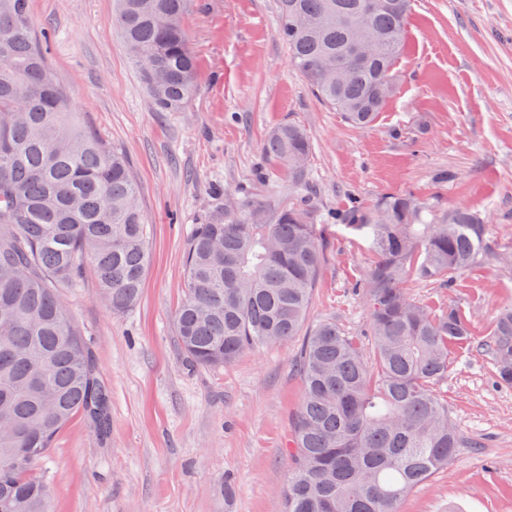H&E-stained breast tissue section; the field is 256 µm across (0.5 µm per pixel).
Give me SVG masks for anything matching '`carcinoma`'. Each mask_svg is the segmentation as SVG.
<instances>
[{"mask_svg": "<svg viewBox=\"0 0 512 512\" xmlns=\"http://www.w3.org/2000/svg\"><path fill=\"white\" fill-rule=\"evenodd\" d=\"M280 38L316 96L354 126L370 124L392 91L411 0H378L374 56L350 47L361 0H278ZM189 0H113L112 24L159 112H179L197 88L184 18ZM37 39L30 0H0V512H48L32 474L57 433L81 413L109 428V393L77 323L61 302L91 262L115 314L137 302L148 226L126 157L75 120L67 91ZM265 153L308 176L312 144L288 123ZM319 217L305 201L241 197L196 225L185 252L186 296L175 316L184 356L202 367L302 337L303 394L286 454L283 512H398L413 489L461 446L438 391L452 348L474 340L463 310L433 309L408 285H452L488 254L485 219L465 205L440 213L411 195L351 201L336 221L372 237L358 292L373 361L331 319L302 334L321 263ZM477 346L512 385V301Z\"/></svg>", "mask_w": 512, "mask_h": 512, "instance_id": "cac0c4a2", "label": "carcinoma"}]
</instances>
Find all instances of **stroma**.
Returning a JSON list of instances; mask_svg holds the SVG:
<instances>
[{
  "mask_svg": "<svg viewBox=\"0 0 512 512\" xmlns=\"http://www.w3.org/2000/svg\"><path fill=\"white\" fill-rule=\"evenodd\" d=\"M31 4L73 111L129 160L150 253L126 314L104 304L92 269L63 292L110 391V428L77 416L35 463L50 512H282L300 343L218 368L184 357L174 319L194 227L242 196L303 197L263 150L273 127L296 123L313 145L308 179L323 216L309 323L332 318L369 343L354 285L374 248L334 215L352 199L370 206L410 193L485 215L491 255L452 286L412 292L434 308L459 305L473 336L488 335L512 301V265L501 261L512 256V0H412L393 94L364 129L321 103L295 67L277 33V0H191L185 28L198 86L179 112L155 109L112 27V0ZM438 390L463 444L399 512H512V387L464 344Z\"/></svg>",
  "mask_w": 512,
  "mask_h": 512,
  "instance_id": "stroma-1",
  "label": "stroma"
}]
</instances>
